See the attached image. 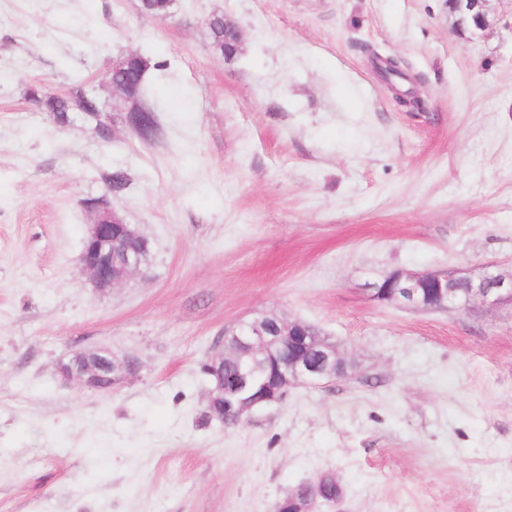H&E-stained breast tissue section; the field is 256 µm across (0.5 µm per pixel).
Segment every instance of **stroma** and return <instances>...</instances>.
Listing matches in <instances>:
<instances>
[{
  "mask_svg": "<svg viewBox=\"0 0 512 512\" xmlns=\"http://www.w3.org/2000/svg\"><path fill=\"white\" fill-rule=\"evenodd\" d=\"M488 31L448 0H0V512H272L333 474L315 512H512V311H421L372 297L395 269L512 267V0ZM233 19L216 52L207 21ZM400 57L398 105L369 51ZM165 61L160 134L103 141L28 97ZM149 242L145 272L94 290L78 257L101 171ZM314 324L345 376L298 385L236 428L201 425L202 366L258 314ZM139 370L63 383L66 354ZM208 26L211 32L212 44L220 53L224 56L227 48L229 57L237 55L239 48L236 25L225 27L224 16H219L210 19ZM134 359L117 358L104 349L73 353L67 362H60L58 372L65 381H76L93 390H107L129 379L138 370L129 368Z\"/></svg>",
  "mask_w": 512,
  "mask_h": 512,
  "instance_id": "obj_1",
  "label": "stroma"
}]
</instances>
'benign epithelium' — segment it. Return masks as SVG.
<instances>
[{"label": "benign epithelium", "mask_w": 512, "mask_h": 512, "mask_svg": "<svg viewBox=\"0 0 512 512\" xmlns=\"http://www.w3.org/2000/svg\"><path fill=\"white\" fill-rule=\"evenodd\" d=\"M451 15L457 25L469 18L476 30L484 31L493 25L488 0H452ZM91 224L79 257L82 270L98 291H105L127 281L142 268V255L130 246L113 259V250L121 242L144 239L136 228L124 223L107 200L91 211ZM374 297L407 307L443 309L452 312L512 309V269L485 270L477 276H458L448 273H417L396 269L383 279L370 284ZM232 334L245 355L261 357L271 364L266 379L257 386L247 387L245 376L238 374L228 380L217 378V390L224 393L226 407L241 422L253 411L278 405L285 399L284 390L294 385L315 386L336 378L339 357L335 345L309 340L300 321L284 323L266 316L241 322L224 329ZM132 358H118L104 349L73 353L69 360L58 365L65 381H76L93 390H107L129 379L135 370L129 368ZM322 482L312 486L311 497L278 500L273 512H311L322 497Z\"/></svg>", "instance_id": "benign-epithelium-1"}]
</instances>
